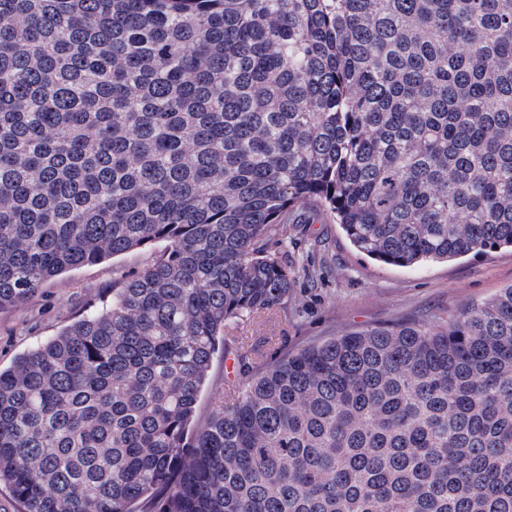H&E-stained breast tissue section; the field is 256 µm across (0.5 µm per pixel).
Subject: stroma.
Listing matches in <instances>:
<instances>
[{
    "instance_id": "stroma-1",
    "label": "stroma",
    "mask_w": 512,
    "mask_h": 512,
    "mask_svg": "<svg viewBox=\"0 0 512 512\" xmlns=\"http://www.w3.org/2000/svg\"><path fill=\"white\" fill-rule=\"evenodd\" d=\"M291 245L279 237L270 251L287 253L294 265L310 262L315 279L296 276L286 308L230 325L234 343L217 353L197 403L196 421L205 423L223 393L243 379L227 369L228 357L247 355L248 372L326 338L356 328L407 318H430L465 304L492 298L512 285V250L495 249L416 268L389 266L359 253L338 224H292ZM156 250L143 247L82 266L48 280L25 301L0 309V368L19 354L55 336L91 302L111 294L123 279L142 270Z\"/></svg>"
}]
</instances>
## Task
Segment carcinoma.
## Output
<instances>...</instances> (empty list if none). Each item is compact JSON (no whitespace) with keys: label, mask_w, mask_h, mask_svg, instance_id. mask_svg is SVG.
I'll return each instance as SVG.
<instances>
[{"label":"carcinoma","mask_w":512,"mask_h":512,"mask_svg":"<svg viewBox=\"0 0 512 512\" xmlns=\"http://www.w3.org/2000/svg\"><path fill=\"white\" fill-rule=\"evenodd\" d=\"M304 206L401 268L512 248V0H0V309L157 248L0 369L24 512H512V287L193 425Z\"/></svg>","instance_id":"carcinoma-1"}]
</instances>
